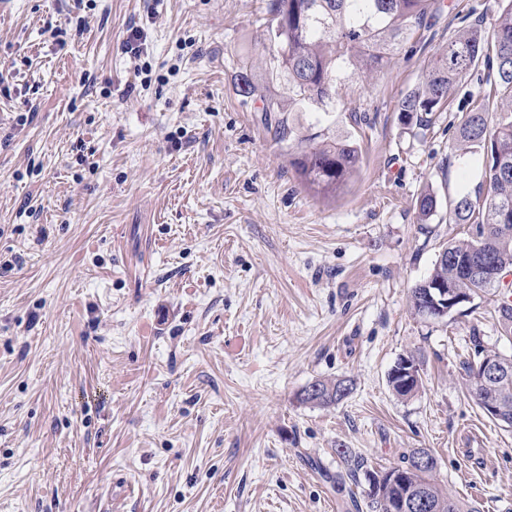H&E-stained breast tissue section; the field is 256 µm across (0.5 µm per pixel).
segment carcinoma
I'll return each mask as SVG.
<instances>
[{"label":"carcinoma","mask_w":512,"mask_h":512,"mask_svg":"<svg viewBox=\"0 0 512 512\" xmlns=\"http://www.w3.org/2000/svg\"><path fill=\"white\" fill-rule=\"evenodd\" d=\"M496 18L487 29L480 22L467 24L448 42L444 53L427 69L419 85L400 102L405 124L427 131L435 114L448 102L451 89L473 66L488 69L493 94L472 105L453 139L451 150L463 155L484 151L482 176L486 193L459 196L448 211V221L476 228V237L466 236L444 248L448 255L464 259L470 252L485 258L504 275L512 271V0H497ZM446 8L443 0H271L270 74L285 78L288 99L263 97L261 111L286 112L289 104L308 103L322 111L336 105L338 90L346 80L372 79L418 33L435 25ZM236 92L243 101L254 99L258 87L253 75H237ZM504 116L490 125V115ZM294 166L302 183L317 195L334 196L348 187L356 175L361 154L353 143L323 142L309 146L291 144ZM509 225L504 230L501 225ZM455 282L474 297L501 287L450 260L436 261L431 274L410 291V306L420 314V300L428 285ZM312 392L298 397L303 404L329 407L348 398L341 389L353 391L351 380L341 377L317 379ZM466 387L480 404L499 401L512 416V376L491 380L475 389L474 369L467 364ZM419 449L405 453L401 464L388 473L366 471L373 482L370 495L373 512H389L406 499L413 488L422 489L428 512H478L464 508L437 477L435 466L416 464Z\"/></svg>","instance_id":"obj_1"}]
</instances>
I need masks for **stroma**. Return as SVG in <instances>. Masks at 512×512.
Instances as JSON below:
<instances>
[{
	"label": "stroma",
	"instance_id": "35a3bbf8",
	"mask_svg": "<svg viewBox=\"0 0 512 512\" xmlns=\"http://www.w3.org/2000/svg\"><path fill=\"white\" fill-rule=\"evenodd\" d=\"M269 2L0 0V512H371L366 480H328L341 448L374 471L429 449L460 502L512 512V428L464 384L478 349L512 355L497 297L444 320L409 304L464 236L451 203L482 182V154L449 145L486 71L427 132L398 110L461 16L491 26L493 0H453L336 108L293 106L295 139L361 148L328 199L260 111L288 95ZM246 66L261 97L245 104ZM407 353L422 387L402 399L387 377ZM337 376L348 399L299 402Z\"/></svg>",
	"mask_w": 512,
	"mask_h": 512
}]
</instances>
